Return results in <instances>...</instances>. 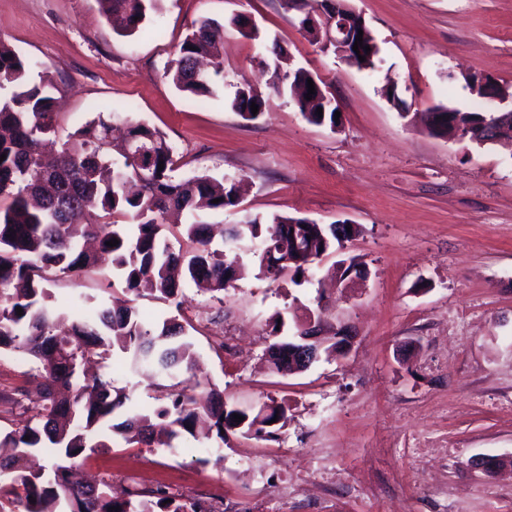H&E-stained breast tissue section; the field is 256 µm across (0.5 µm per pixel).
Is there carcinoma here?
I'll use <instances>...</instances> for the list:
<instances>
[{
    "instance_id": "obj_1",
    "label": "carcinoma",
    "mask_w": 512,
    "mask_h": 512,
    "mask_svg": "<svg viewBox=\"0 0 512 512\" xmlns=\"http://www.w3.org/2000/svg\"><path fill=\"white\" fill-rule=\"evenodd\" d=\"M96 2L106 18L133 33L162 0ZM223 45V24L208 18L193 23L166 77L181 93L213 95L224 78ZM201 57L210 59V67L196 73ZM32 68L31 61L0 41V155H6L0 162V201H5L0 205V354L40 362L43 378L37 414L0 434V512H207L162 487L114 498L102 488L72 481L75 461L88 450L110 447L102 430L121 408L126 419L112 431L126 443L150 447L159 427L171 439L166 448L175 452L172 440L193 435L202 413L220 440L237 433L265 437L274 434L268 421L286 422V406L273 402L256 411L243 409L214 391L201 403L196 352L192 342L180 339L184 326L176 317L152 321L134 305L110 307L82 294L71 307L59 309L48 283L60 275L90 272L106 258L135 297L178 308L187 286L222 292L243 278L248 265L240 261V244L250 245L264 278L275 282L288 272L299 286L297 276H306L321 252L343 249L345 239L327 225L323 236L300 239L307 249L300 256L288 246V225L300 227L306 218L246 213L228 228L223 247H212L211 224L203 215L237 206V184L206 174L175 179L172 146L144 123H129L117 143L109 137L112 117L100 114L72 134L78 149L66 142L56 155H43L38 141L56 133L53 82L44 75L33 79ZM264 73L278 96L290 91L288 79L299 78V70H283L276 50ZM253 103L257 114H244V106ZM266 105L267 98L251 87L238 91L231 103L246 120L257 119ZM486 117L457 109L448 113L445 133L466 138ZM90 209L102 211L107 221L79 223ZM171 209L185 214L183 234L194 245L187 254L175 252L168 240L163 215ZM114 239L116 246L106 245ZM100 350L124 354L131 368L153 366L173 380L169 403L148 408L114 379L86 377L82 367ZM235 414L244 421L234 422ZM42 451L54 460L49 473L28 464Z\"/></svg>"
}]
</instances>
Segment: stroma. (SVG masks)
I'll use <instances>...</instances> for the list:
<instances>
[{"instance_id": "stroma-1", "label": "stroma", "mask_w": 512, "mask_h": 512, "mask_svg": "<svg viewBox=\"0 0 512 512\" xmlns=\"http://www.w3.org/2000/svg\"><path fill=\"white\" fill-rule=\"evenodd\" d=\"M379 53L359 70L321 53L281 0H163L129 36L116 34L96 0H0V41L48 75L60 137L97 113L142 122L173 148L175 178L242 181L238 206L210 216L231 225L244 213L347 222L357 234L317 261L309 283L270 282L250 271L220 297L184 290L180 312L145 298L152 320L178 315L194 343L198 377L225 401L287 406L276 437L179 438V454L126 444L86 453L80 471L114 492L166 488L209 512H512V146L432 136L421 112L444 105L497 111L467 85L488 75L512 88V0H350ZM243 15L259 29L230 27ZM224 23V84L199 101L164 70L195 21ZM280 45L293 65L318 75L340 108L337 125L309 123L290 98L263 115L231 107L246 84L264 87L261 64ZM394 85L407 115L388 101ZM366 271L335 289L341 259ZM56 305L78 294L124 298L103 262L50 284ZM327 331L351 326L356 342L308 370L272 373L269 318L284 335L318 306ZM106 371L134 386L142 404L165 394L118 355ZM36 366L0 357V431L39 408ZM220 464H210L213 450ZM481 457L504 459L492 475Z\"/></svg>"}]
</instances>
